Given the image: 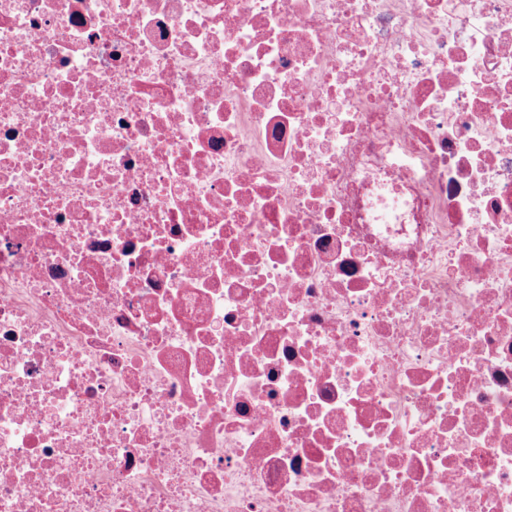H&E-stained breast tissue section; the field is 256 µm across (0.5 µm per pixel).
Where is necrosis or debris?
I'll list each match as a JSON object with an SVG mask.
<instances>
[{
    "label": "necrosis or debris",
    "mask_w": 512,
    "mask_h": 512,
    "mask_svg": "<svg viewBox=\"0 0 512 512\" xmlns=\"http://www.w3.org/2000/svg\"><path fill=\"white\" fill-rule=\"evenodd\" d=\"M0 512H512V0H0Z\"/></svg>",
    "instance_id": "necrosis-or-debris-1"
}]
</instances>
